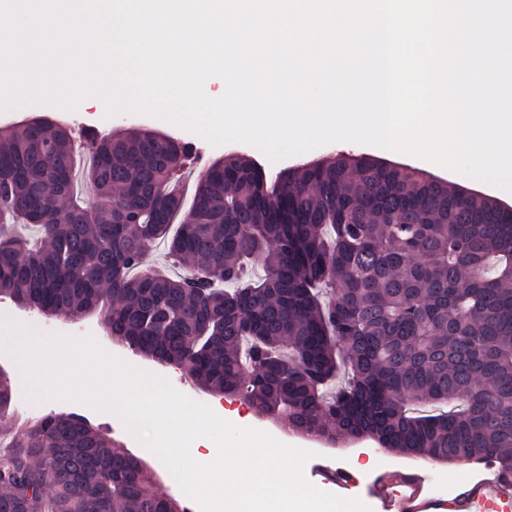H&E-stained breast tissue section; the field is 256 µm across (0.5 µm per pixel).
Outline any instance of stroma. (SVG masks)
Returning a JSON list of instances; mask_svg holds the SVG:
<instances>
[{
    "label": "stroma",
    "mask_w": 512,
    "mask_h": 512,
    "mask_svg": "<svg viewBox=\"0 0 512 512\" xmlns=\"http://www.w3.org/2000/svg\"><path fill=\"white\" fill-rule=\"evenodd\" d=\"M45 115L54 119H60L68 122L75 133H82L85 128L92 127L103 133H115L118 131H131L141 128H149L154 131L169 134L190 142L193 145V161L187 168L184 177L179 183V189L185 199H192L197 175L215 159L223 157L230 152L245 153L260 164H262L268 173H276L286 167L287 163H306L323 158L331 153L344 151L350 154H369L379 158L382 161L410 166L421 170L427 175L435 176L448 182L449 185L462 187L472 190L478 194H487L500 199L503 203L512 206V193L500 190L496 187L478 183L474 180L453 173L443 167L433 165L430 161L406 153H390L384 149L361 145L349 144L346 142H337L327 144L303 154L293 156L292 160H270L264 153L257 148L243 143H226L215 145L201 137L196 132L179 127L170 121L161 117L142 114L123 112L115 115H108L106 110L77 105L75 109L65 110L59 107L50 106L43 103H34L28 106L20 107L5 113H0V126L11 125L33 116ZM224 418L240 427H251L262 425L268 429L269 433L281 442L299 447L314 448L318 454L315 461L306 462L303 473L309 476L310 482L314 486H321L320 478L313 476L312 469L315 463H322L331 467H342L354 471L360 476H368L376 471L377 468L391 469L398 465H405L414 469H423L437 474L448 472L454 474L457 480H464L472 468L471 463L458 462L452 465H445L439 462L422 459H412L400 456L393 452H386L382 461H375L372 454L376 445L372 441H364L349 447L332 448L327 452H319V440L312 436H301L293 433L288 428L287 420L270 421L260 419L247 405L239 401H225Z\"/></svg>",
    "instance_id": "obj_1"
}]
</instances>
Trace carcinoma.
<instances>
[{
	"mask_svg": "<svg viewBox=\"0 0 512 512\" xmlns=\"http://www.w3.org/2000/svg\"><path fill=\"white\" fill-rule=\"evenodd\" d=\"M190 153L150 130L94 134L90 203L66 126L1 128L0 296L45 316L97 312L203 391L329 443L512 471V208L345 154L273 181L228 154L186 208ZM159 246L177 272L149 264ZM12 395L0 374V425ZM0 512L184 509L139 457L53 412L0 450Z\"/></svg>",
	"mask_w": 512,
	"mask_h": 512,
	"instance_id": "cac0c4a2",
	"label": "carcinoma"
}]
</instances>
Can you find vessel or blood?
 Masks as SVG:
<instances>
[{
    "instance_id": "1",
    "label": "vessel or blood",
    "mask_w": 512,
    "mask_h": 512,
    "mask_svg": "<svg viewBox=\"0 0 512 512\" xmlns=\"http://www.w3.org/2000/svg\"><path fill=\"white\" fill-rule=\"evenodd\" d=\"M317 474L340 494L359 484L345 469L321 467ZM367 490L378 512H512V475L492 463L461 483L451 498L434 489L429 474L408 468L375 474Z\"/></svg>"
}]
</instances>
